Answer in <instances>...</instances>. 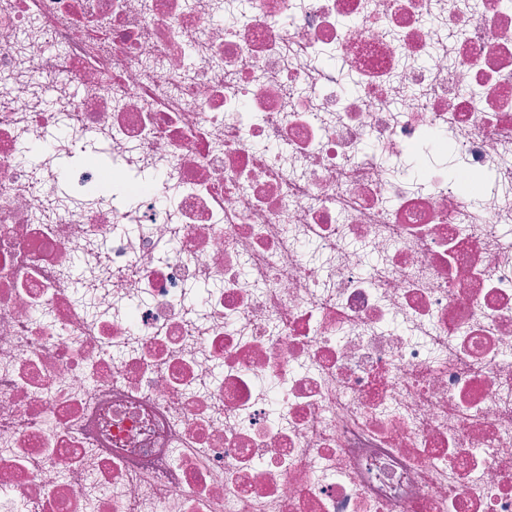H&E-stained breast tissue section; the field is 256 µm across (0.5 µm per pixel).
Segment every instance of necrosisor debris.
<instances>
[{"instance_id": "necrosis-or-debris-1", "label": "necrosis or debris", "mask_w": 512, "mask_h": 512, "mask_svg": "<svg viewBox=\"0 0 512 512\" xmlns=\"http://www.w3.org/2000/svg\"><path fill=\"white\" fill-rule=\"evenodd\" d=\"M0 487L512 512V0H0Z\"/></svg>"}]
</instances>
